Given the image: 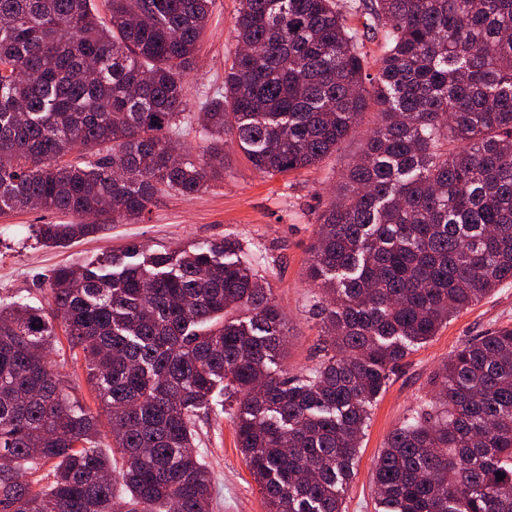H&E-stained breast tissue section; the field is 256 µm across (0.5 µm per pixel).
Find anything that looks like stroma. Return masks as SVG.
Segmentation results:
<instances>
[{"label": "stroma", "mask_w": 512, "mask_h": 512, "mask_svg": "<svg viewBox=\"0 0 512 512\" xmlns=\"http://www.w3.org/2000/svg\"><path fill=\"white\" fill-rule=\"evenodd\" d=\"M238 0H215L195 70L188 77L193 100L224 87V66L237 48L232 32ZM377 122L368 109L354 135L336 153L307 170L267 177L257 172L232 137L224 139V176L188 199L159 195L149 214L139 220L108 224L100 232L73 240L64 248L37 243V224H67L70 216L44 210L0 214V304L17 296L44 307L39 290L60 266L94 260L105 251L141 245L153 253L176 252L192 244L238 242L237 257L267 282L287 329L282 358L289 374L315 367L320 319L313 309L306 269L319 214L333 200L343 173L361 153L363 137ZM512 325V284L497 288L449 320L437 336L415 346L390 377L370 419L345 487V512H382L373 474L388 436L435 392L436 372L458 347L500 326ZM54 370L75 396L94 405L87 369L79 349L58 334L50 355ZM233 405L216 404L196 421L195 447L212 471V512H267L264 499L236 444Z\"/></svg>", "instance_id": "35a3bbf8"}]
</instances>
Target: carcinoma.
<instances>
[{"label":"carcinoma","mask_w":512,"mask_h":512,"mask_svg":"<svg viewBox=\"0 0 512 512\" xmlns=\"http://www.w3.org/2000/svg\"><path fill=\"white\" fill-rule=\"evenodd\" d=\"M213 4L109 0L103 17L93 0H0V213L97 219L36 226L64 247L162 193L202 192L228 134L258 172L285 175L335 153L372 104L379 121L319 216L307 269L321 360L292 378L273 368L283 316L232 241L61 266L51 312L0 307V512H211L194 423L217 389L238 404L237 446L268 512H344L399 363L512 284V0H370L361 31L336 0H240L249 52L199 102L198 152L174 162ZM379 33L370 78L363 37ZM59 309L119 462L48 360ZM373 483L386 512H512V326L454 351Z\"/></svg>","instance_id":"obj_1"}]
</instances>
